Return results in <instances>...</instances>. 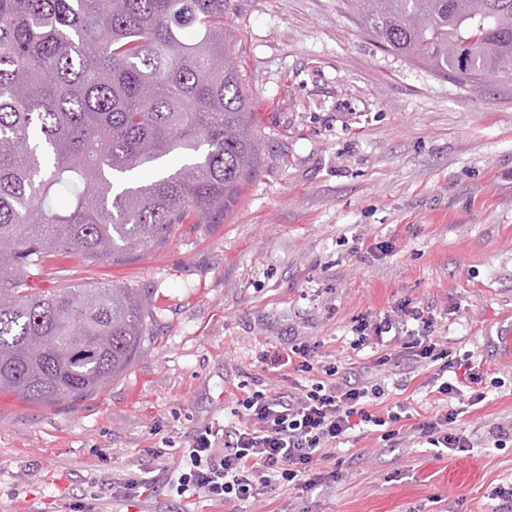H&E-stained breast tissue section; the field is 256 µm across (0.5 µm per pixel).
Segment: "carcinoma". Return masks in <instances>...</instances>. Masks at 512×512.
Segmentation results:
<instances>
[{
    "mask_svg": "<svg viewBox=\"0 0 512 512\" xmlns=\"http://www.w3.org/2000/svg\"><path fill=\"white\" fill-rule=\"evenodd\" d=\"M366 31L439 76L512 74V0H367ZM224 0H0V393L75 404L152 336L148 293L43 290L236 203L259 154ZM183 163L172 170L168 159Z\"/></svg>",
    "mask_w": 512,
    "mask_h": 512,
    "instance_id": "cac0c4a2",
    "label": "carcinoma"
}]
</instances>
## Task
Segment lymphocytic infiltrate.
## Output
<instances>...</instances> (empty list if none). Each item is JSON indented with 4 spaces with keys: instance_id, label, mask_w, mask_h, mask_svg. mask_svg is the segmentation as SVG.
<instances>
[{
    "instance_id": "f902f5d3",
    "label": "lymphocytic infiltrate",
    "mask_w": 512,
    "mask_h": 512,
    "mask_svg": "<svg viewBox=\"0 0 512 512\" xmlns=\"http://www.w3.org/2000/svg\"><path fill=\"white\" fill-rule=\"evenodd\" d=\"M436 310L409 302L353 321L347 362L323 350L317 340L292 339L287 348L262 352L261 376L243 379L227 390L221 427L197 432L168 483L178 495L204 493L239 512L241 504L260 502L270 491H312L330 487L336 473L325 461L351 434H378L383 447L418 438L444 457L471 447L459 425L457 399L469 406L483 402L482 378H452L450 352L435 334ZM376 350L371 364L358 361ZM437 364L430 381L440 396L433 416L413 421L406 403L390 402L423 364Z\"/></svg>"
}]
</instances>
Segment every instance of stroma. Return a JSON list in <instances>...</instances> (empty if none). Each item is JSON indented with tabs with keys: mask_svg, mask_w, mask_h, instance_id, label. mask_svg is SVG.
<instances>
[{
	"mask_svg": "<svg viewBox=\"0 0 512 512\" xmlns=\"http://www.w3.org/2000/svg\"><path fill=\"white\" fill-rule=\"evenodd\" d=\"M359 0H226L224 30L261 139L236 204L181 224L148 252L107 265L55 257L42 289L117 285L152 295L153 338L128 370L74 405L0 395V512H224L164 483L137 499L113 482L174 468L177 448L223 422L225 389L288 337L342 354L352 320L403 301L434 303L457 357L486 372L485 400L462 414L473 448L427 443L378 457L375 435L335 452L334 485L307 512H491L512 482V75L472 85L437 76L368 35ZM392 243L374 256L375 243ZM172 444L164 461L151 449ZM358 462H351V455ZM274 491L241 512H296Z\"/></svg>",
	"mask_w": 512,
	"mask_h": 512,
	"instance_id": "obj_1",
	"label": "stroma"
}]
</instances>
